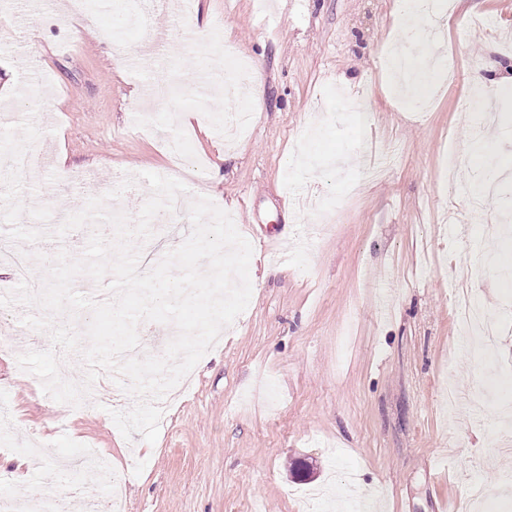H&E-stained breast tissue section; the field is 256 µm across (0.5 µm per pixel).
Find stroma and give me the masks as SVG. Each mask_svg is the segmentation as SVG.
Returning a JSON list of instances; mask_svg holds the SVG:
<instances>
[{"mask_svg": "<svg viewBox=\"0 0 512 512\" xmlns=\"http://www.w3.org/2000/svg\"><path fill=\"white\" fill-rule=\"evenodd\" d=\"M65 0H0V84L30 81L37 56L49 85L41 106L0 101V125L34 113L43 170L24 175L25 206L47 205V229L130 174L136 182L113 210L136 217L150 194L143 172L166 174L162 142L189 132L188 151L206 162L212 201L253 246L247 309L194 368L190 392L160 422L155 444L125 439L98 396L82 410L55 402L22 371L19 354L50 348L23 307L0 308V499L21 512L70 504L71 485L99 498L102 481L127 475L128 512H324L323 491L348 484L372 493L377 512H459L481 481L495 512H512V455L494 394L484 404L483 365L460 341L452 307L456 278L504 321L496 353L512 375V284L483 253L505 243L469 205L465 165L447 157L475 142L512 154V138L477 127L462 99L475 73L497 79L498 122L512 89V0H431L427 22L445 36L428 46L454 80L437 74L425 111H412L390 80L389 47L410 34L396 0H194L188 15L153 13L172 36L149 80L121 57L145 42L126 0H93L96 33L61 24ZM207 24L206 44L188 40ZM261 59L260 109L222 106L199 78L235 79L238 62ZM171 77L186 114L150 126L133 115L147 81ZM250 125L225 139L214 126L234 111ZM395 152L379 177L365 173L369 149ZM307 463L309 477L293 472Z\"/></svg>", "mask_w": 512, "mask_h": 512, "instance_id": "1", "label": "stroma"}]
</instances>
